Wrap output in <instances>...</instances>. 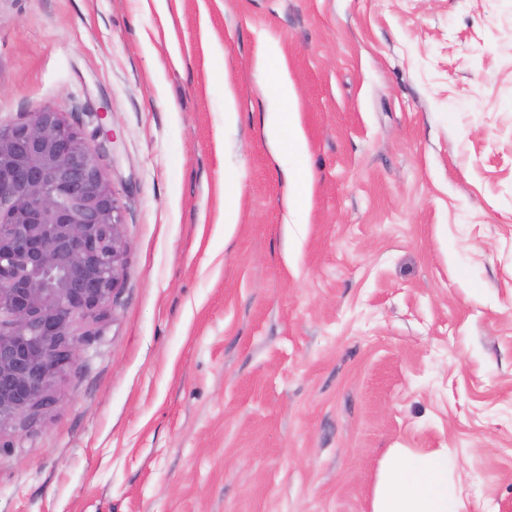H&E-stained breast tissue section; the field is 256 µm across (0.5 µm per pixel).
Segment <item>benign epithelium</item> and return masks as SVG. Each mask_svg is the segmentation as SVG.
Segmentation results:
<instances>
[{
	"mask_svg": "<svg viewBox=\"0 0 512 512\" xmlns=\"http://www.w3.org/2000/svg\"><path fill=\"white\" fill-rule=\"evenodd\" d=\"M126 243L84 134L53 105L0 126V432L54 401L76 323L105 312Z\"/></svg>",
	"mask_w": 512,
	"mask_h": 512,
	"instance_id": "obj_1",
	"label": "benign epithelium"
}]
</instances>
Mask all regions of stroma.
Returning a JSON list of instances; mask_svg holds the SVG:
<instances>
[{
  "mask_svg": "<svg viewBox=\"0 0 512 512\" xmlns=\"http://www.w3.org/2000/svg\"><path fill=\"white\" fill-rule=\"evenodd\" d=\"M50 103L126 253L55 403L0 435V512H371L391 448L512 512V0H0V124ZM258 65L259 69L275 71L278 76L274 84L261 85V91L272 99L273 108L267 112V133L278 147L279 159L285 160L304 152L307 146L299 124L295 93L288 79L285 60L276 44L269 46ZM288 183V207L289 209L299 208L309 195L311 179L301 171H295L288 175Z\"/></svg>",
  "mask_w": 512,
  "mask_h": 512,
  "instance_id": "obj_1",
  "label": "stroma"
}]
</instances>
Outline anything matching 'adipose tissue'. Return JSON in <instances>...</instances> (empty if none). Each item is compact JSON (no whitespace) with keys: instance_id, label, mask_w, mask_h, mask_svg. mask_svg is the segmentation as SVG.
<instances>
[{"instance_id":"1","label":"adipose tissue","mask_w":512,"mask_h":512,"mask_svg":"<svg viewBox=\"0 0 512 512\" xmlns=\"http://www.w3.org/2000/svg\"><path fill=\"white\" fill-rule=\"evenodd\" d=\"M259 67L277 74L275 83L261 87L263 95L272 101L267 133L276 143L280 158L298 155L305 151L306 141L286 63L277 45L269 46ZM448 468V456L441 451L390 449L375 484L371 512H461L459 499L448 488Z\"/></svg>"}]
</instances>
